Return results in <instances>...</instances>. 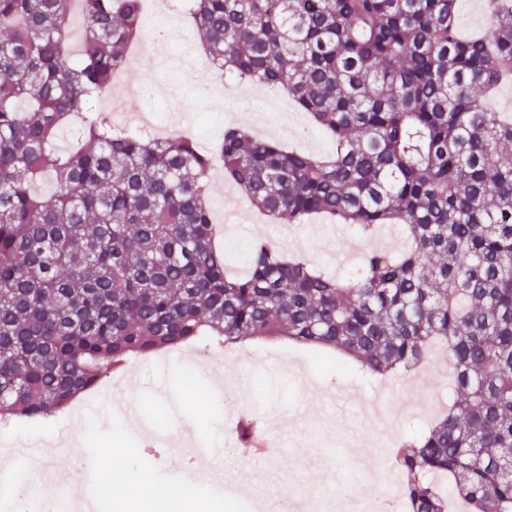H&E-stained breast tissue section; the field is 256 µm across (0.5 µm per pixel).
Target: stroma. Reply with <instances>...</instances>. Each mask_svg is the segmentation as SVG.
<instances>
[{
	"mask_svg": "<svg viewBox=\"0 0 512 512\" xmlns=\"http://www.w3.org/2000/svg\"><path fill=\"white\" fill-rule=\"evenodd\" d=\"M142 48L132 49L125 83L112 101L98 103L112 125L141 131L140 119L153 118L150 134L168 133L178 121L181 135L193 138L208 150L224 132L235 125L259 130L261 137L275 139L300 150L325 155L332 142L319 132L295 106L283 112H267L271 98L262 87L244 88L229 77L203 75L193 64L202 52L195 31L183 19L181 5L163 13L146 11ZM212 206L221 228L224 252L233 274H244L245 247L257 236L283 239L287 253L305 256L319 269L336 276L348 275L337 257L359 261L377 245L400 250L402 242L378 237L367 240L355 233H336L333 221L315 219L306 224H277L241 202L234 216H227L225 199L237 191L225 183L221 173L212 177ZM224 365L225 382H237L247 374L251 382L240 396L227 397L216 389L210 368L203 366L193 348L161 352L130 364L121 396L141 404L139 416L109 413L105 397L85 398L83 427L89 433L83 444L87 461H104L121 449L143 452V465L161 486L176 487L184 481L180 452L161 458L147 454L144 432L158 413L170 404L182 410L175 427L181 434L221 449L223 469L212 478L213 486L240 488L239 512H260L275 502L276 490L305 487L313 496L328 500L333 512H347L352 501L366 500V512H402L386 486L391 480L389 455L397 442L411 431L425 427L447 410L451 370L443 356L410 374H393L375 380L343 371L330 374L316 362L311 347L288 340L251 342L217 350ZM205 397L198 405L185 390L187 377ZM381 400L388 421L364 420L354 402ZM269 424L275 443L269 458L256 461L241 446L225 440L243 414ZM72 430L65 415L39 422H0V449L19 448L29 442H52ZM49 476L44 479L45 497L36 499L38 512H52L61 491H76L86 500L88 512H151L149 504L135 505L127 494L108 492L101 470L77 472L72 456L50 454L44 459Z\"/></svg>",
	"mask_w": 512,
	"mask_h": 512,
	"instance_id": "obj_1",
	"label": "stroma"
}]
</instances>
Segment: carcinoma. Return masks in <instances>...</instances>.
<instances>
[{"instance_id": "obj_1", "label": "carcinoma", "mask_w": 512, "mask_h": 512, "mask_svg": "<svg viewBox=\"0 0 512 512\" xmlns=\"http://www.w3.org/2000/svg\"><path fill=\"white\" fill-rule=\"evenodd\" d=\"M458 0H188L212 66L288 93L327 156L226 126L224 175L281 224L326 215L408 246L332 277L271 238L227 274L211 159L112 128L93 104L142 37V0H0V420L68 409L137 357L207 339L335 350L366 375L441 342L448 412L394 452L404 512H512V0L482 37ZM83 117L76 148L55 140ZM48 176L54 189L36 194Z\"/></svg>"}]
</instances>
